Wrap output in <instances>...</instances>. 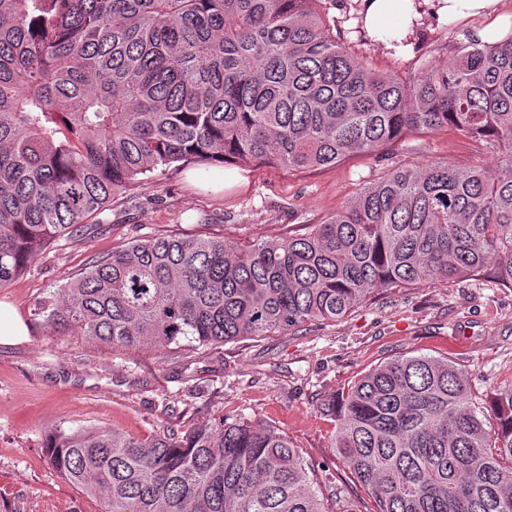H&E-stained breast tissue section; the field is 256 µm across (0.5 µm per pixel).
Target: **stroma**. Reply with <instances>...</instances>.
Returning a JSON list of instances; mask_svg holds the SVG:
<instances>
[{
    "label": "stroma",
    "instance_id": "35a3bbf8",
    "mask_svg": "<svg viewBox=\"0 0 512 512\" xmlns=\"http://www.w3.org/2000/svg\"><path fill=\"white\" fill-rule=\"evenodd\" d=\"M327 7L355 56L404 79L447 63L456 43L490 22L481 15L441 21L426 5L409 40L389 47L367 34L363 0H327ZM446 162L491 168L497 158L448 130L407 133L377 154L316 169L227 163L216 186L212 168L191 164L118 194L102 216L103 229L52 242L28 272L0 288V302L28 328L26 337L0 344V512H103L102 500L52 467L45 451L50 431L103 426L147 436L222 415L286 434L309 478L340 491L329 512H373V500L339 459L322 400L399 355L449 359L467 371L480 398L511 389V288L464 281L380 290L336 322L175 352L111 350L77 332H53L34 310L112 247L156 234L221 238L232 247L302 234L384 171Z\"/></svg>",
    "mask_w": 512,
    "mask_h": 512
}]
</instances>
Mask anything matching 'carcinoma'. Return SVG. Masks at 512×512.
<instances>
[{
	"instance_id": "carcinoma-1",
	"label": "carcinoma",
	"mask_w": 512,
	"mask_h": 512,
	"mask_svg": "<svg viewBox=\"0 0 512 512\" xmlns=\"http://www.w3.org/2000/svg\"><path fill=\"white\" fill-rule=\"evenodd\" d=\"M323 2L0 0V288L154 172L332 166L448 129L499 164L394 168L308 233L244 248L135 240L35 314L113 349L176 350L335 321L416 282L512 288V35L403 80L353 56ZM322 411L375 512H512V389L480 404L448 360L399 356ZM47 449L105 512H328L288 438L242 418L59 429Z\"/></svg>"
}]
</instances>
